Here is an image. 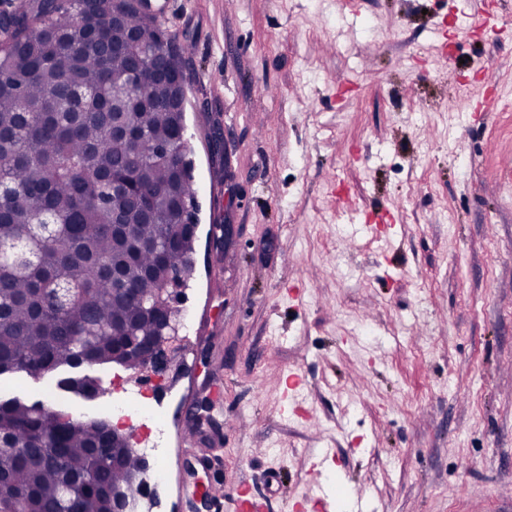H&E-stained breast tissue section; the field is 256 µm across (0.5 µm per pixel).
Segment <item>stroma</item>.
<instances>
[{
	"label": "stroma",
	"instance_id": "stroma-1",
	"mask_svg": "<svg viewBox=\"0 0 512 512\" xmlns=\"http://www.w3.org/2000/svg\"><path fill=\"white\" fill-rule=\"evenodd\" d=\"M152 4L187 47L199 203L155 512L218 479L268 512L322 490L315 512H512V0ZM484 9L494 32L436 61L432 22ZM487 65L501 84L472 98ZM55 381L6 374L0 396L113 401ZM213 388L193 479L178 411Z\"/></svg>",
	"mask_w": 512,
	"mask_h": 512
}]
</instances>
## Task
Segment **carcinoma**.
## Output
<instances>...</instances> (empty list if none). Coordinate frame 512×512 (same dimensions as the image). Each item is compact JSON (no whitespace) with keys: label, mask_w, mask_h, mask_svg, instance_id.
<instances>
[{"label":"carcinoma","mask_w":512,"mask_h":512,"mask_svg":"<svg viewBox=\"0 0 512 512\" xmlns=\"http://www.w3.org/2000/svg\"><path fill=\"white\" fill-rule=\"evenodd\" d=\"M112 7L20 0L0 23V375L148 363L131 343L153 334L166 307L121 300L112 269L148 295L193 252L177 205L189 192L182 113L170 86L149 80L150 58L135 70L131 50H105ZM126 18L143 48L184 53L157 17L137 8ZM114 117L135 140L112 134ZM114 173L127 186L124 233L112 230ZM164 237L182 249L144 244ZM139 462L104 423L0 400V484L13 491L0 512H113L112 487L136 496Z\"/></svg>","instance_id":"cac0c4a2"}]
</instances>
